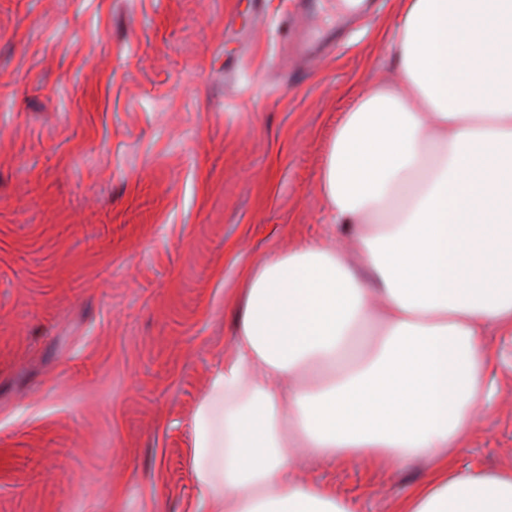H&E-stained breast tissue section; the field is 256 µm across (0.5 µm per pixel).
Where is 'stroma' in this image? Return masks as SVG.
<instances>
[{
	"label": "stroma",
	"instance_id": "35a3bbf8",
	"mask_svg": "<svg viewBox=\"0 0 512 512\" xmlns=\"http://www.w3.org/2000/svg\"><path fill=\"white\" fill-rule=\"evenodd\" d=\"M402 0H0V512H202L200 396L247 272L326 235L343 112ZM457 468L512 467V338ZM425 476L312 477L396 512Z\"/></svg>",
	"mask_w": 512,
	"mask_h": 512
}]
</instances>
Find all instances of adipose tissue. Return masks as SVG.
Masks as SVG:
<instances>
[{"label":"adipose tissue","mask_w":512,"mask_h":512,"mask_svg":"<svg viewBox=\"0 0 512 512\" xmlns=\"http://www.w3.org/2000/svg\"><path fill=\"white\" fill-rule=\"evenodd\" d=\"M400 83L345 112L319 175L334 233L239 290L232 350L191 423L207 512H355L305 477L337 463L425 479L397 512H512V469L459 470L512 337V0H405Z\"/></svg>","instance_id":"1"}]
</instances>
